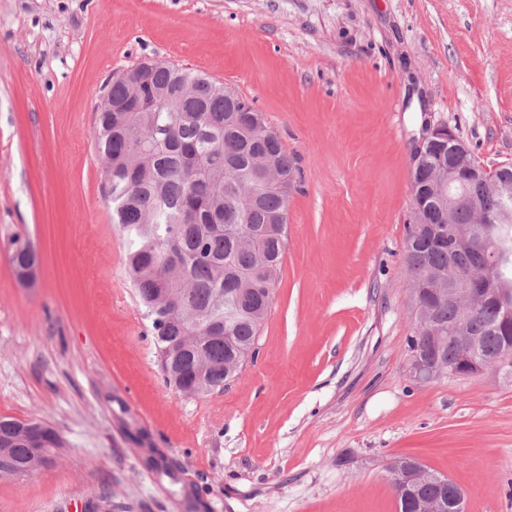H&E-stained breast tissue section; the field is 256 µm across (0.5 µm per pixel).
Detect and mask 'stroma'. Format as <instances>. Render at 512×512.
I'll use <instances>...</instances> for the list:
<instances>
[{
    "mask_svg": "<svg viewBox=\"0 0 512 512\" xmlns=\"http://www.w3.org/2000/svg\"><path fill=\"white\" fill-rule=\"evenodd\" d=\"M148 61L246 97L301 172L256 358L199 397L162 378L95 143L105 84ZM428 122L512 164V0H0V417L66 443L0 512H397L401 457L512 512V380L409 373ZM456 138V134L447 125H436L427 128V134L421 143L415 148L411 158V171L417 173L420 168L427 165L429 150L436 144L445 140ZM13 245L12 264L15 265L16 269L23 268L17 270V275L22 281H30L33 277V270L25 267L36 266V254L27 242L14 240Z\"/></svg>",
    "mask_w": 512,
    "mask_h": 512,
    "instance_id": "1",
    "label": "stroma"
}]
</instances>
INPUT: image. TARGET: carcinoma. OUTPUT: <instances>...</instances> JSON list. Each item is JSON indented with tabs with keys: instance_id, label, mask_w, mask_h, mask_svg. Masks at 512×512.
<instances>
[{
	"instance_id": "1",
	"label": "carcinoma",
	"mask_w": 512,
	"mask_h": 512,
	"mask_svg": "<svg viewBox=\"0 0 512 512\" xmlns=\"http://www.w3.org/2000/svg\"><path fill=\"white\" fill-rule=\"evenodd\" d=\"M122 75L107 95L124 112H100L97 150L105 162L104 197L112 221L129 241L126 268L139 304L152 321L158 362L167 386L183 393L200 383L220 392L241 372L236 352L258 345L288 238V205L297 166L263 114L238 93L208 76L157 62ZM270 157L280 177L274 190L241 182L257 154ZM481 205L503 216L491 231V252L512 289V197L493 183L481 188ZM417 219L407 227L405 252L411 281L425 284L435 273L466 280L481 253L433 246ZM12 264L36 265L27 242H13ZM237 313L224 320V300ZM436 328L448 335L457 308H432ZM482 351L494 357L512 344V322L502 325L499 304L489 301L475 316ZM181 336L198 346L182 349ZM32 420L0 418V479L16 463L34 469L55 461L64 443L49 429L47 451L36 458L26 428Z\"/></svg>"
}]
</instances>
